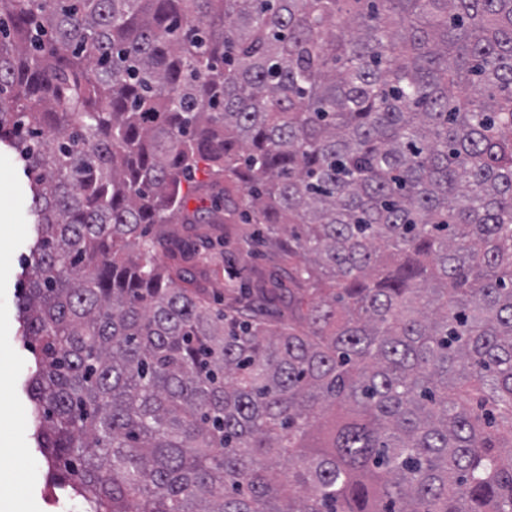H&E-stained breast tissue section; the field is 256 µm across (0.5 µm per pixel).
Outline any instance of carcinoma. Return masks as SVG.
Listing matches in <instances>:
<instances>
[{
	"label": "carcinoma",
	"instance_id": "obj_1",
	"mask_svg": "<svg viewBox=\"0 0 512 512\" xmlns=\"http://www.w3.org/2000/svg\"><path fill=\"white\" fill-rule=\"evenodd\" d=\"M0 142L90 512H512V0H0ZM202 168L279 256L220 309Z\"/></svg>",
	"mask_w": 512,
	"mask_h": 512
}]
</instances>
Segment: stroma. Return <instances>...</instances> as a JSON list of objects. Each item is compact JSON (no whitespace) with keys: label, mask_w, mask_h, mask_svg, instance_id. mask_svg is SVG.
<instances>
[{"label":"stroma","mask_w":512,"mask_h":512,"mask_svg":"<svg viewBox=\"0 0 512 512\" xmlns=\"http://www.w3.org/2000/svg\"><path fill=\"white\" fill-rule=\"evenodd\" d=\"M13 222L21 227L19 239L0 236V330L7 336L5 342H0V512H85L81 500L51 489L47 468L31 439L33 421L22 385L31 369L32 353L30 345L16 333V304L23 286L19 275L35 235L36 218L27 209L21 217H14L0 200V227ZM170 230L184 237H224V256L203 250L187 264L203 287L226 291L230 286L227 269L231 266L244 275L273 266V258L254 259L241 251V225L225 223L223 218L211 224H174ZM18 420L23 429L17 433L13 425Z\"/></svg>","instance_id":"obj_1"}]
</instances>
